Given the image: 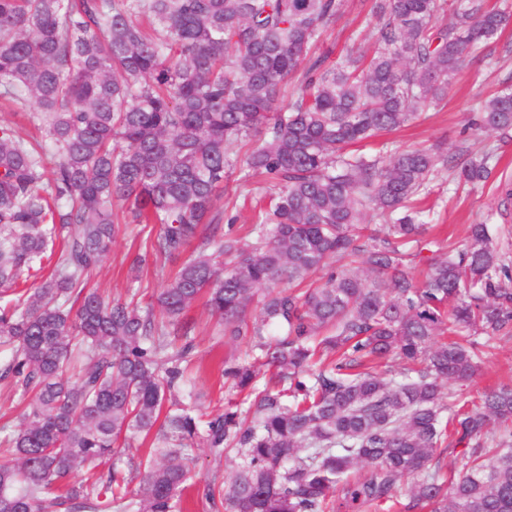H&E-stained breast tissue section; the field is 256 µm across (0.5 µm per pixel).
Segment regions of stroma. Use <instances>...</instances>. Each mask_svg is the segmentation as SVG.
I'll use <instances>...</instances> for the list:
<instances>
[{
    "label": "stroma",
    "instance_id": "1",
    "mask_svg": "<svg viewBox=\"0 0 512 512\" xmlns=\"http://www.w3.org/2000/svg\"><path fill=\"white\" fill-rule=\"evenodd\" d=\"M377 38L374 19L369 14L368 0H344L335 22L323 34L319 52L330 61L343 59L349 45L371 51ZM512 43V25L507 26L497 43L491 44L488 56L470 60L453 78L442 109L423 113L419 119L392 132H382L362 143L365 151L390 155L394 151L443 144L448 153H455L481 142L494 148L498 164L492 177L479 185H459L452 182L447 170H439L431 182V192L425 202L428 209L427 238L448 240L455 250H462L471 225L488 223L494 235L500 236L503 246L512 245V214H495L500 180L512 181V134L477 132L469 128L468 121L491 94L512 87V54L505 51ZM241 170H234L227 180L228 192L220 196L218 208L235 217L234 232L245 236L254 221L251 204L240 203L239 198L248 191L241 181ZM139 227L125 224L102 263L89 272L88 288L97 290L107 298L135 297L140 305L154 302L159 290L186 257L205 250L203 241H194L184 254L149 263L136 269L131 265L133 256L143 247L138 235ZM186 316L194 322L195 368L192 374L194 399L188 405L203 421L221 413L230 399L222 389L219 367L227 357H245L248 344L224 339L216 332V319L211 316L203 300H196ZM502 385H512V338L499 341L491 355L484 360L479 374L466 383H451V390L474 399L485 391ZM190 485L184 493L186 512H212L199 489L206 482L229 480L233 465L228 459H214L209 448L197 446L192 451Z\"/></svg>",
    "mask_w": 512,
    "mask_h": 512
}]
</instances>
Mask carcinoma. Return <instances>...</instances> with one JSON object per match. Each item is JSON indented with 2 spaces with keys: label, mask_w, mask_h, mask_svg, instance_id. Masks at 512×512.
<instances>
[{
  "label": "carcinoma",
  "mask_w": 512,
  "mask_h": 512,
  "mask_svg": "<svg viewBox=\"0 0 512 512\" xmlns=\"http://www.w3.org/2000/svg\"><path fill=\"white\" fill-rule=\"evenodd\" d=\"M342 3L0 0V101L41 133L0 127V381L23 404L0 512H181L199 443L236 457L228 483L203 486L215 512H512V387L445 404L439 385L472 380L512 337V259L486 224L456 255L420 242L413 206L440 167L486 182L494 152H346L439 106L509 15L484 0H376L374 52L329 65L314 47ZM470 126L512 131V89ZM253 133L244 169L266 192L244 248L216 190ZM119 203L147 229L134 267L211 247L145 308L84 284L119 232ZM412 249L432 251L421 282ZM336 255L349 263L298 291ZM203 293L219 332L251 354L224 360L240 400L202 431L179 397L194 352L184 314ZM492 421L509 425L493 448ZM140 438L151 448L133 488L121 461ZM450 444L468 449L452 483L440 473Z\"/></svg>",
  "instance_id": "1"
}]
</instances>
